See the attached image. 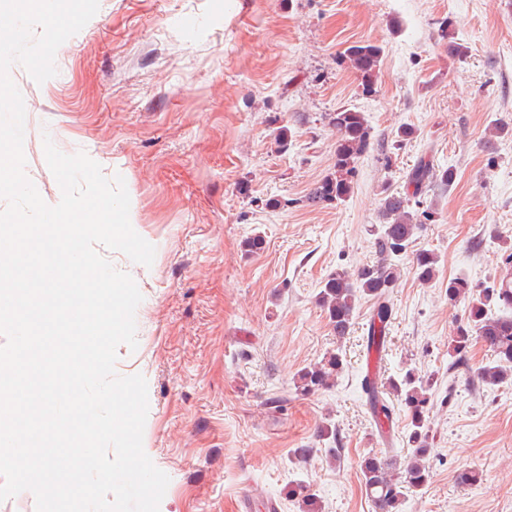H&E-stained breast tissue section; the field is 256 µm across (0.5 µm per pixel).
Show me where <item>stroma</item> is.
Returning <instances> with one entry per match:
<instances>
[{"label":"stroma","mask_w":512,"mask_h":512,"mask_svg":"<svg viewBox=\"0 0 512 512\" xmlns=\"http://www.w3.org/2000/svg\"><path fill=\"white\" fill-rule=\"evenodd\" d=\"M454 39L466 56L449 54ZM358 41L383 49L369 94L341 58ZM55 66L41 84L10 67L28 178L53 204L45 141L85 152L124 179L133 228L155 248L151 266L130 272L138 346L118 347L115 372L147 381L143 448L169 477L159 512H238L246 491L300 512L292 482L322 512H373L359 462L372 450L407 459L405 414L385 394L381 433L361 386L369 299L339 341L316 295L336 269L375 261L381 199L409 193L406 175L425 156L455 170L449 187L426 183L413 208L412 247L437 255L436 275L420 282L402 259L380 368L384 380L408 367L432 380V480L404 512H512V384L474 374L493 360L479 341L470 365L450 368L465 305L446 293L460 275L491 285L512 257V0H99ZM343 106L364 113L370 147L345 202L306 206L334 162L325 115ZM256 234L263 250L245 253ZM338 348L337 384L297 394L298 371ZM327 425L336 459L318 438ZM466 468L482 483L460 485Z\"/></svg>","instance_id":"1"}]
</instances>
